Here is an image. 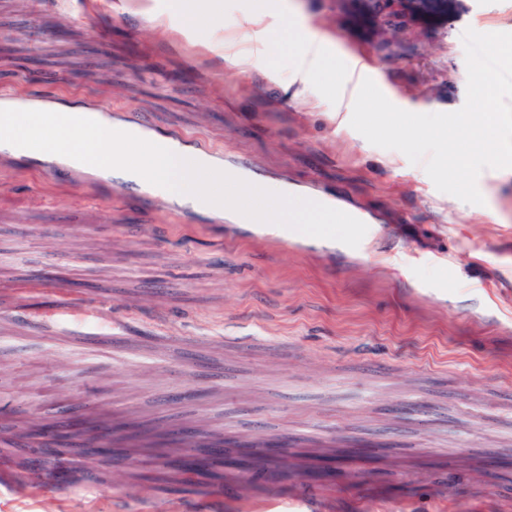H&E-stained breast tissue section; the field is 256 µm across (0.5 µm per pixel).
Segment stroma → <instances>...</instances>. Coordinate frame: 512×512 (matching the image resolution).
Returning <instances> with one entry per match:
<instances>
[{"mask_svg":"<svg viewBox=\"0 0 512 512\" xmlns=\"http://www.w3.org/2000/svg\"><path fill=\"white\" fill-rule=\"evenodd\" d=\"M125 2L0 0V86L204 140L225 172L251 163L364 221L261 240L130 183L0 162V512H512V171L480 173L484 202L466 203L336 107L358 60L401 109H461L462 34L512 33V0H448L398 27L372 0H292L342 53L307 105L286 89L288 44H270L267 75L217 68L169 47L173 17ZM77 380L83 425L134 423L112 437L132 468L116 487L113 461L75 452L58 461L67 489L31 495L20 484L45 439L7 409ZM175 428L227 443L240 466L182 499L146 489L193 450L163 444ZM328 460L355 486L307 479Z\"/></svg>","mask_w":512,"mask_h":512,"instance_id":"1","label":"stroma"}]
</instances>
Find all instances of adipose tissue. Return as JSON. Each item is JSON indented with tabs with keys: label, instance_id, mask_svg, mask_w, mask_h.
Instances as JSON below:
<instances>
[{
	"label": "adipose tissue",
	"instance_id": "adipose-tissue-1",
	"mask_svg": "<svg viewBox=\"0 0 512 512\" xmlns=\"http://www.w3.org/2000/svg\"><path fill=\"white\" fill-rule=\"evenodd\" d=\"M165 7L178 19L171 28L172 45L193 41L202 59L215 66H251L261 71L265 65L255 59L256 42L274 36L299 43L288 80L297 100L307 101L313 84L330 79L336 68L335 47L324 36H303V20L287 0H253L234 27L208 31L203 25L221 11L220 0H167ZM5 109L10 119L0 135V150L11 158L53 163L106 181L130 182L202 214L244 216L252 223L283 229L304 224L311 234L329 233L330 213L311 199L292 196L278 184L239 180L190 146L170 152L166 138L145 140L138 126L115 123L95 110L69 104L47 109L11 102ZM228 184L236 187V195H225ZM254 197L262 199V206L243 209V202Z\"/></svg>",
	"mask_w": 512,
	"mask_h": 512
}]
</instances>
